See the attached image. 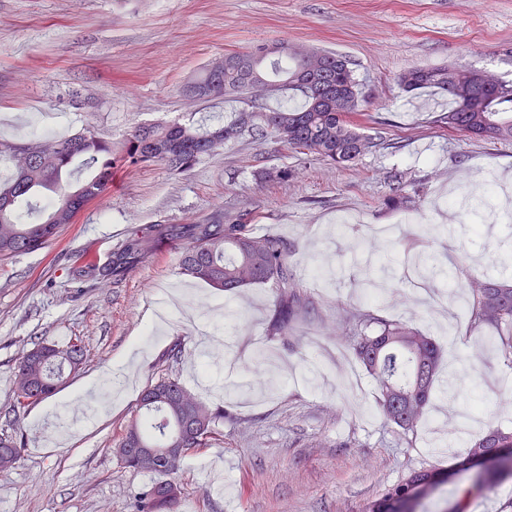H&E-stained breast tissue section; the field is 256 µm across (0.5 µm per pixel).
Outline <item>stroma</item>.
I'll use <instances>...</instances> for the list:
<instances>
[{
  "mask_svg": "<svg viewBox=\"0 0 512 512\" xmlns=\"http://www.w3.org/2000/svg\"><path fill=\"white\" fill-rule=\"evenodd\" d=\"M280 42L353 61L369 96L358 130L374 147L351 168L251 139L183 173L125 168L45 248L0 258V435L25 441L0 475V512H130L153 477L124 468L114 444L142 390L168 376L226 410L217 440L181 464L177 512H366L421 467L451 478L418 512H454L471 483L455 470L470 441L512 430V389L497 387L512 369L468 318L416 300L410 264L432 254L464 283L512 277V225L472 233L450 203L478 185L499 208L512 143L448 129L437 120L447 94L398 83L407 68L440 65L512 83V0H0V139L88 129L118 146L143 124L216 123L241 103L191 98L185 86L213 59ZM396 193L404 204L386 206ZM218 205L254 210L253 235L293 244L315 309L287 334L270 331L277 288L223 293L185 276L177 241L117 284L69 275L105 261L132 227L187 224ZM368 266L387 272L382 303L359 286ZM369 319L410 322L454 369L410 435L384 422L375 381L346 347ZM73 336L87 351L81 372L11 414L17 358Z\"/></svg>",
  "mask_w": 512,
  "mask_h": 512,
  "instance_id": "35a3bbf8",
  "label": "stroma"
}]
</instances>
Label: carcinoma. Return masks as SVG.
I'll use <instances>...</instances> for the list:
<instances>
[{"label": "carcinoma", "instance_id": "obj_1", "mask_svg": "<svg viewBox=\"0 0 512 512\" xmlns=\"http://www.w3.org/2000/svg\"><path fill=\"white\" fill-rule=\"evenodd\" d=\"M266 45L245 52L227 53L211 62L194 81L197 96L206 99L234 97L245 108L218 127L182 123H150L130 133L121 148L90 131L63 138H43L17 145L0 142V159L12 163L10 178L0 181V256L42 249L86 206L112 184L123 167L160 164L174 172L190 169L201 157L229 141L245 137L271 139L280 147L311 155L330 164L350 166L371 147V139L356 128L362 115L361 83L344 55L289 44L276 58L264 55ZM254 59L258 74L267 81V96L286 93L302 100L299 107L269 110L252 99L249 83L239 63ZM222 68L224 85L214 87L216 67ZM399 84L407 92L434 88L448 94L454 107L439 115V122L466 136L512 141V83L482 74L474 83L455 66H418L405 70ZM252 212L235 214L212 209L190 224H150L137 229L103 264L87 263L73 271L78 281L122 280L149 258L157 246L170 240L184 244L182 273L224 292L254 284L278 288L272 333L288 331L289 324L306 309L289 262L288 242L276 235L254 236L247 225ZM466 304L471 325L492 331L491 341L504 362L512 367V279L484 276L467 285ZM67 349L44 341L34 343L16 364V375L33 381L34 391L16 393L14 408L24 409L50 397L70 376L83 368L82 341L72 337ZM350 350L377 384V403L386 423L403 432L413 431L433 407L435 385L442 372L440 346L406 321H381L378 331L351 337ZM186 388L176 378L148 385L141 393L136 413L116 443L118 448H169L181 440L182 448L204 449L224 408L211 407L199 398L185 406L179 402ZM512 448V431L496 429L471 442L468 457L487 454L491 437ZM25 444L12 436L0 437V474L10 472ZM124 467L154 474L159 479L139 489L130 502L132 512H176L167 501L152 498L164 485L182 491L172 479L177 470L159 465L145 468L130 461ZM434 469L411 472L373 501L368 512H416L422 500L437 488L421 493L413 485L424 483ZM512 479V455L497 457L474 469L464 497Z\"/></svg>", "mask_w": 512, "mask_h": 512}]
</instances>
